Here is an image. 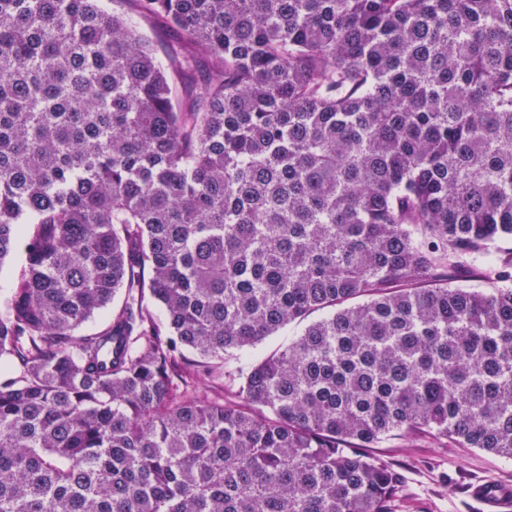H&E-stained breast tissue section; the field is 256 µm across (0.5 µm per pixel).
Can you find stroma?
<instances>
[{"instance_id": "stroma-1", "label": "stroma", "mask_w": 512, "mask_h": 512, "mask_svg": "<svg viewBox=\"0 0 512 512\" xmlns=\"http://www.w3.org/2000/svg\"><path fill=\"white\" fill-rule=\"evenodd\" d=\"M372 454L399 475L393 512H482L471 496L474 485L489 482L512 490V460L477 448L396 435Z\"/></svg>"}]
</instances>
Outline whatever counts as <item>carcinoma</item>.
Wrapping results in <instances>:
<instances>
[{
    "mask_svg": "<svg viewBox=\"0 0 512 512\" xmlns=\"http://www.w3.org/2000/svg\"><path fill=\"white\" fill-rule=\"evenodd\" d=\"M134 3L165 59L0 0V512H391L387 437L512 459V0ZM24 257L17 254L8 258L0 269V311L12 295L13 282L24 265ZM301 327L296 325H289L281 330L277 335L270 336L261 344L254 348L247 349L239 354L240 359L234 360L235 366L247 368L255 360L268 355L272 351L287 345L289 341L294 339L299 334Z\"/></svg>",
    "mask_w": 512,
    "mask_h": 512,
    "instance_id": "cac0c4a2",
    "label": "carcinoma"
}]
</instances>
